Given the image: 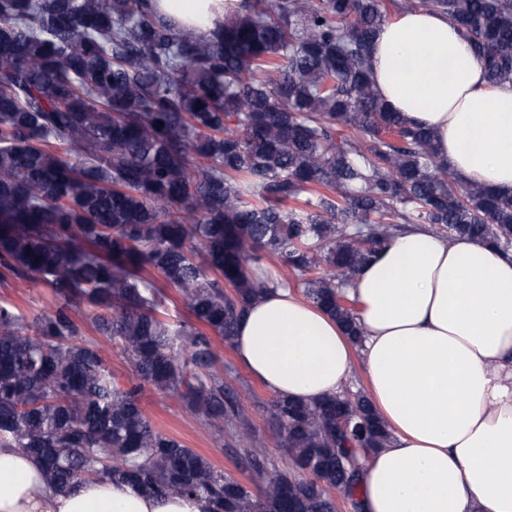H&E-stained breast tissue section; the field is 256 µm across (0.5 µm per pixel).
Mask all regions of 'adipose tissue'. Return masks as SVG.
<instances>
[{
  "instance_id": "obj_1",
  "label": "adipose tissue",
  "mask_w": 512,
  "mask_h": 512,
  "mask_svg": "<svg viewBox=\"0 0 512 512\" xmlns=\"http://www.w3.org/2000/svg\"><path fill=\"white\" fill-rule=\"evenodd\" d=\"M202 36L243 0H151ZM381 97L429 128L465 182L512 193V85H491L447 16L388 20L370 58ZM354 341L287 287L238 322V361L274 397L342 394L355 366L389 437L362 469L360 512H512V251L423 227L390 237L354 276ZM208 500L156 496L106 480L56 490L41 464L0 447V512H211Z\"/></svg>"
}]
</instances>
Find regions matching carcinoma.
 Wrapping results in <instances>:
<instances>
[{
    "mask_svg": "<svg viewBox=\"0 0 512 512\" xmlns=\"http://www.w3.org/2000/svg\"><path fill=\"white\" fill-rule=\"evenodd\" d=\"M148 2L0 0V278L54 296L30 322L0 301V447L63 492L105 479L213 512L354 508L360 469L341 457L388 438L369 399H275L289 472H271L215 340L285 284L265 252L356 337L343 288L407 225L512 248V193L459 184L369 68L389 14L421 9L512 84V0H249L200 37ZM77 311L129 357L126 385ZM147 386L231 431L258 489L159 431Z\"/></svg>",
    "mask_w": 512,
    "mask_h": 512,
    "instance_id": "obj_1",
    "label": "carcinoma"
}]
</instances>
